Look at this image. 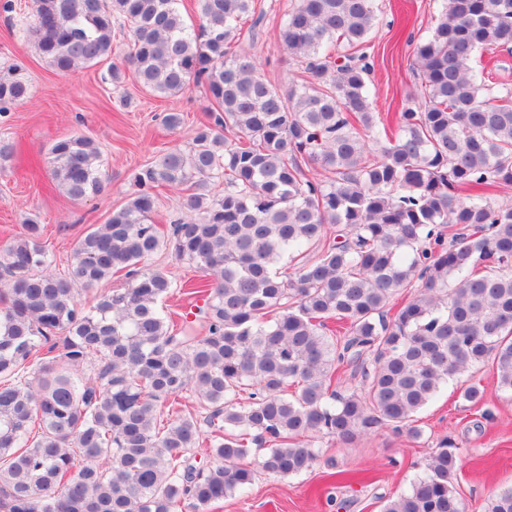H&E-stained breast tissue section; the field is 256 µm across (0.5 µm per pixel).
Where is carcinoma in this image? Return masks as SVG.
I'll use <instances>...</instances> for the list:
<instances>
[{
	"label": "carcinoma",
	"mask_w": 512,
	"mask_h": 512,
	"mask_svg": "<svg viewBox=\"0 0 512 512\" xmlns=\"http://www.w3.org/2000/svg\"><path fill=\"white\" fill-rule=\"evenodd\" d=\"M177 2L33 0L31 44L56 71L113 56V83L131 69L155 96L201 85L216 116L135 173L64 273L33 219L0 245V512H204L259 470H309L320 434L420 437L441 387L488 364L512 393V202L495 203L512 185V88L476 57L512 48V0H441L413 49L424 103L378 119L366 55L337 51L366 42L374 0H295L280 39L309 80L287 87L234 51L262 19L255 0H196L192 27ZM29 92L22 67L0 72V112ZM49 165L74 199L105 190L89 136L55 140ZM167 188L187 215L165 228ZM163 247L202 278L152 265ZM117 274L123 287L80 300ZM175 288L202 299V331L163 310ZM92 360L93 380L79 374ZM346 376L359 385L342 395ZM459 397L481 405L484 388L468 379ZM461 467L440 438L381 512H465ZM487 512H512V489Z\"/></svg>",
	"instance_id": "cac0c4a2"
}]
</instances>
